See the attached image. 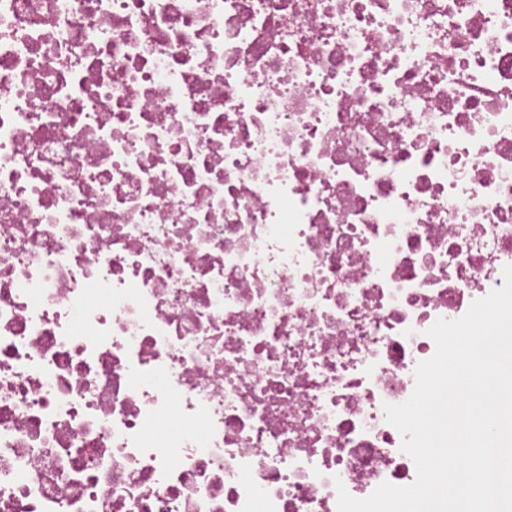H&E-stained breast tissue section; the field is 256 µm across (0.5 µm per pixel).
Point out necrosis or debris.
Returning a JSON list of instances; mask_svg holds the SVG:
<instances>
[{"label": "necrosis or debris", "instance_id": "necrosis-or-debris-1", "mask_svg": "<svg viewBox=\"0 0 512 512\" xmlns=\"http://www.w3.org/2000/svg\"><path fill=\"white\" fill-rule=\"evenodd\" d=\"M512 265V0H0V512H338Z\"/></svg>", "mask_w": 512, "mask_h": 512}]
</instances>
